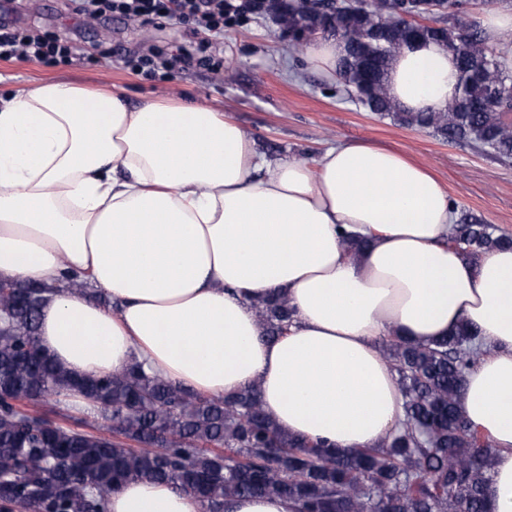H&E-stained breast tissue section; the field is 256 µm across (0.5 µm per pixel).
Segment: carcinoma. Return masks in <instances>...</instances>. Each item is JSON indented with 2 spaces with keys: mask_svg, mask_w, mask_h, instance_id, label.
<instances>
[{
  "mask_svg": "<svg viewBox=\"0 0 512 512\" xmlns=\"http://www.w3.org/2000/svg\"><path fill=\"white\" fill-rule=\"evenodd\" d=\"M276 2L270 15L294 34L292 46L318 35L341 41L338 78L367 111L512 160V76L487 48L470 0H455L429 24L395 21L404 0H380L364 12L318 0L310 13ZM428 39L455 53L459 95L446 112H402L385 88L390 61ZM450 241L477 253L512 237L463 215ZM49 292L0 288V306L12 310L0 327V512H107L112 492L133 479L187 490L204 512H224V501L240 496H279L296 512H490L494 448L469 428L460 401L481 354L466 325L432 342L385 337L383 355L404 397L401 428L376 448L339 451L283 432L254 388L202 397L138 364L115 376L73 377L38 341ZM255 309L269 338L293 318L281 297L261 299ZM70 390L92 401L109 434L21 407Z\"/></svg>",
  "mask_w": 512,
  "mask_h": 512,
  "instance_id": "obj_1",
  "label": "carcinoma"
}]
</instances>
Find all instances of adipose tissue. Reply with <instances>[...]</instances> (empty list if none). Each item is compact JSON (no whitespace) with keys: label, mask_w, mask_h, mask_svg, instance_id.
Masks as SVG:
<instances>
[{"label":"adipose tissue","mask_w":512,"mask_h":512,"mask_svg":"<svg viewBox=\"0 0 512 512\" xmlns=\"http://www.w3.org/2000/svg\"><path fill=\"white\" fill-rule=\"evenodd\" d=\"M482 27L512 72V9L488 11ZM386 89L402 111H447L455 56L435 42L403 48ZM454 219L426 166L369 141L310 165L267 159L204 104L133 107L64 81L0 98V280L55 288L38 338L60 367L100 378L139 363L206 397L254 386L289 435L374 448L403 418L382 338L429 342L464 322L484 354L463 413L495 449L491 510L512 512V248L470 257L448 242ZM345 231L369 247L351 256ZM272 293L294 320L269 340L254 303ZM108 512L203 509L172 485L131 480Z\"/></svg>","instance_id":"1"}]
</instances>
